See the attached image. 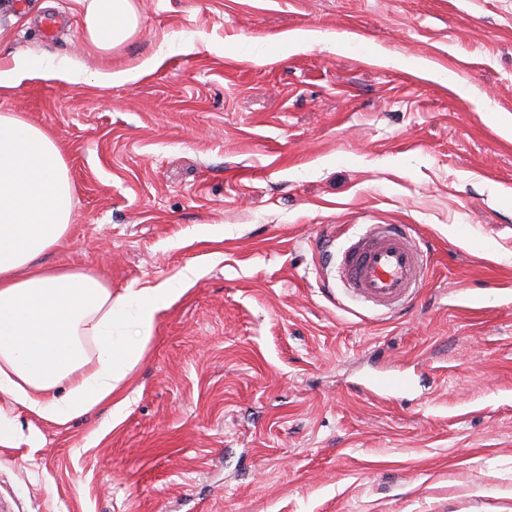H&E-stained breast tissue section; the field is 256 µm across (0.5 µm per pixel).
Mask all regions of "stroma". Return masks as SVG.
<instances>
[{"label": "stroma", "mask_w": 512, "mask_h": 512, "mask_svg": "<svg viewBox=\"0 0 512 512\" xmlns=\"http://www.w3.org/2000/svg\"><path fill=\"white\" fill-rule=\"evenodd\" d=\"M136 6L108 56L79 0L0 9V67L80 77L0 93L56 135L73 185L44 263L116 296L197 273L119 415L55 424L0 398L23 435L0 447V512H512V0ZM58 11L71 26L45 41L34 17ZM307 30L341 49L276 52ZM372 224L428 253L397 314L340 291L337 256ZM398 370L394 398L360 385ZM161 58V56H156L154 59L142 63L141 66L133 70L102 72L98 74L97 79L102 85L105 86L131 82L143 76L145 73L150 72L159 63Z\"/></svg>", "instance_id": "1"}]
</instances>
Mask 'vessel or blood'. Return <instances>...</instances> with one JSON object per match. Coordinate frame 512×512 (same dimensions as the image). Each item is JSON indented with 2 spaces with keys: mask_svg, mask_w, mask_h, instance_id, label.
I'll return each instance as SVG.
<instances>
[{
  "mask_svg": "<svg viewBox=\"0 0 512 512\" xmlns=\"http://www.w3.org/2000/svg\"><path fill=\"white\" fill-rule=\"evenodd\" d=\"M338 272L350 296L392 311L413 295L426 269L410 227L373 224L344 250Z\"/></svg>",
  "mask_w": 512,
  "mask_h": 512,
  "instance_id": "1",
  "label": "vessel or blood"
}]
</instances>
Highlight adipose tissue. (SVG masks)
<instances>
[{
  "label": "adipose tissue",
  "mask_w": 512,
  "mask_h": 512,
  "mask_svg": "<svg viewBox=\"0 0 512 512\" xmlns=\"http://www.w3.org/2000/svg\"><path fill=\"white\" fill-rule=\"evenodd\" d=\"M138 25L134 0H85L83 41L98 52L126 44ZM36 76L78 81L69 68L18 57L0 68V89ZM72 217L73 190L58 142L34 122L1 112L0 397L57 424L98 406L124 408L116 392L174 294L161 283L116 297L95 272L43 264Z\"/></svg>",
  "instance_id": "adipose-tissue-1"
}]
</instances>
